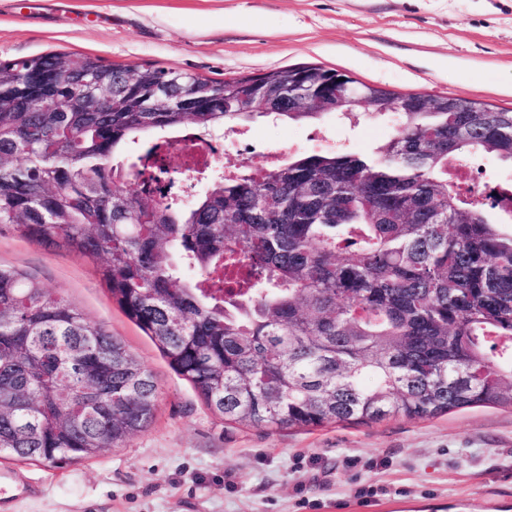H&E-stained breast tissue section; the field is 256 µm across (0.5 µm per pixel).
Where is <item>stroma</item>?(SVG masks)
<instances>
[{
	"label": "stroma",
	"mask_w": 512,
	"mask_h": 512,
	"mask_svg": "<svg viewBox=\"0 0 512 512\" xmlns=\"http://www.w3.org/2000/svg\"><path fill=\"white\" fill-rule=\"evenodd\" d=\"M89 54L224 79L301 64L400 93L512 108V0H0V60ZM352 127L260 118L257 150L365 151ZM0 266L30 274L122 340L158 384L154 417L121 447L52 470L0 458L32 491L10 512H512V412L479 407L313 430L230 425L103 288L94 265L14 231Z\"/></svg>",
	"instance_id": "35a3bbf8"
}]
</instances>
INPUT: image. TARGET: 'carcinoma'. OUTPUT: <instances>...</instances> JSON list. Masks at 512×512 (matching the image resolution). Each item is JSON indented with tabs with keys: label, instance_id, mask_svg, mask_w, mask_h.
I'll list each match as a JSON object with an SVG mask.
<instances>
[{
	"label": "carcinoma",
	"instance_id": "carcinoma-1",
	"mask_svg": "<svg viewBox=\"0 0 512 512\" xmlns=\"http://www.w3.org/2000/svg\"><path fill=\"white\" fill-rule=\"evenodd\" d=\"M133 88L90 55L0 61V230L96 265L123 313L224 421L312 429L512 410V224L490 197L463 195L448 151L512 162V109L463 96L372 87L396 113L366 153H297L255 177L223 179L188 205L112 187L129 145L186 126L258 117L306 122L348 104L316 65L321 112L152 64ZM53 74L63 91L112 85L109 112H27L11 84ZM190 100L195 112L173 104ZM153 111L147 112L145 108ZM157 384L118 338L27 273L0 267V457L59 468L121 446L152 421Z\"/></svg>",
	"mask_w": 512,
	"mask_h": 512
}]
</instances>
